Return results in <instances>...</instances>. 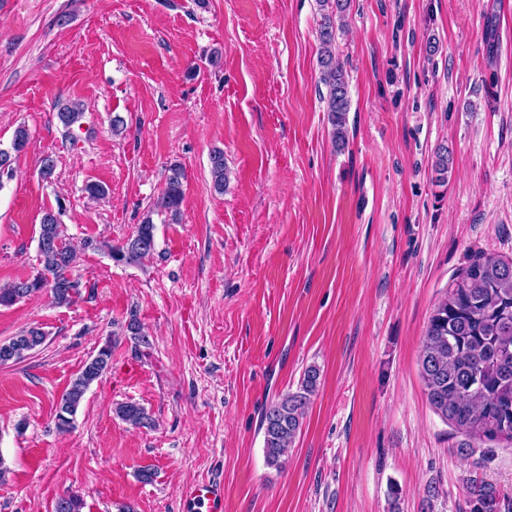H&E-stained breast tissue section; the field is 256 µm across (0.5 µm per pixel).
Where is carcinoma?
<instances>
[{
	"instance_id": "cac0c4a2",
	"label": "carcinoma",
	"mask_w": 512,
	"mask_h": 512,
	"mask_svg": "<svg viewBox=\"0 0 512 512\" xmlns=\"http://www.w3.org/2000/svg\"><path fill=\"white\" fill-rule=\"evenodd\" d=\"M327 7L319 30L321 43V82L326 87V107L332 137L337 148L348 141L347 114L350 112L348 73L336 57V35L343 30L350 0H319ZM57 117L70 128L81 121L83 110L77 102L58 104ZM213 186L224 191L228 172L224 153L210 157ZM184 169L173 163L168 168L165 186L155 208L177 223L184 199ZM61 211H43L38 231L40 269L32 278L14 281L0 288V307L11 306L36 293L47 291L55 304L73 303L72 269L79 253L71 246L60 221ZM155 224L146 216L135 234L124 243L107 246L112 261L134 264L153 253ZM46 339L38 327H28L11 339L0 342V359L17 361L41 346ZM112 347L102 346L62 393L55 407V425L61 431L72 428L74 417L87 389L106 372ZM421 374L428 399L441 416L457 429L475 437L512 441V258H478L448 289L436 306L427 327L422 349ZM320 372L306 368L298 391L269 403L262 411L260 429L266 462L280 466V459L301 429L305 409L316 392ZM116 415L134 427H147L151 418L136 402L115 407ZM469 512H512V494L495 486L475 483L469 487ZM78 494L58 498L55 512H82Z\"/></svg>"
}]
</instances>
